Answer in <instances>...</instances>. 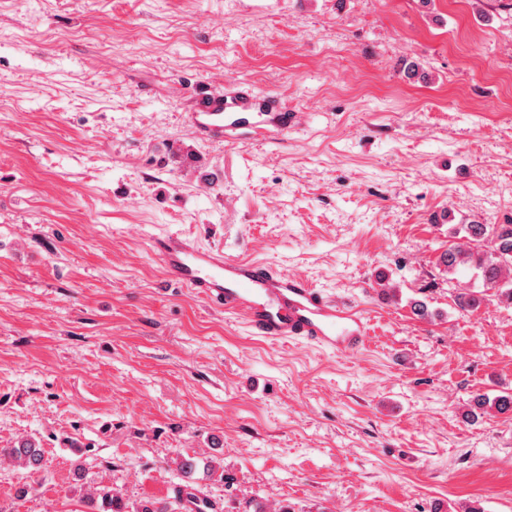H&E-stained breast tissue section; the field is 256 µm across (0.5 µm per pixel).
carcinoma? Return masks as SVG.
Returning a JSON list of instances; mask_svg holds the SVG:
<instances>
[{"label":"carcinoma","mask_w":512,"mask_h":512,"mask_svg":"<svg viewBox=\"0 0 512 512\" xmlns=\"http://www.w3.org/2000/svg\"><path fill=\"white\" fill-rule=\"evenodd\" d=\"M439 263L450 275L466 268L472 272L466 283L456 284L455 305L463 310L477 308L483 292L476 288H494L498 296L512 305V224H454L448 229V248L439 257ZM473 407L481 413L493 408L500 414L512 411V395L504 394L489 399L482 394L472 397ZM0 460L28 470L32 474L43 468L44 449L32 437H22L11 445L0 448ZM86 512H177L179 503L163 502L152 498L129 502L102 485L84 500Z\"/></svg>","instance_id":"cac0c4a2"}]
</instances>
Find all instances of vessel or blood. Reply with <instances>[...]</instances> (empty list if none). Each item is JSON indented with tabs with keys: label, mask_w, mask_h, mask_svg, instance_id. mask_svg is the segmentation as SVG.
I'll return each mask as SVG.
<instances>
[{
	"label": "vessel or blood",
	"mask_w": 512,
	"mask_h": 512,
	"mask_svg": "<svg viewBox=\"0 0 512 512\" xmlns=\"http://www.w3.org/2000/svg\"><path fill=\"white\" fill-rule=\"evenodd\" d=\"M197 96L194 129L200 137L222 139L240 128L242 112L255 107L263 123L283 130L293 126L291 114L273 111L270 102H256L245 93L228 102L209 98L202 90ZM153 248L170 281L225 312L242 314L252 335L303 339L340 352L358 348L370 336V322L360 310L302 278L230 256L218 247L200 246L178 233L154 237Z\"/></svg>",
	"instance_id": "b4317fda"
}]
</instances>
